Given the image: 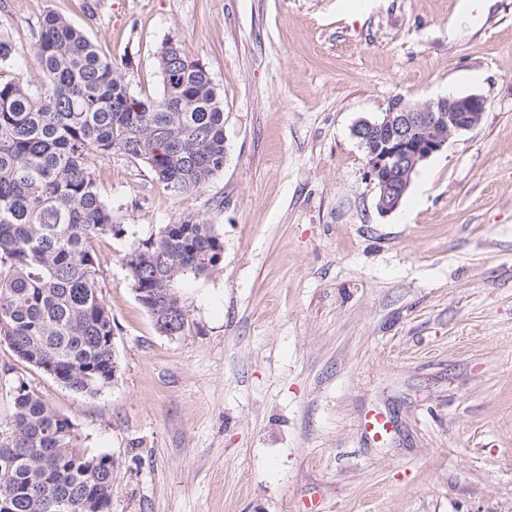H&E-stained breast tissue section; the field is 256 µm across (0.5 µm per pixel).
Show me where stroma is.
Listing matches in <instances>:
<instances>
[{"label":"stroma","instance_id":"1","mask_svg":"<svg viewBox=\"0 0 512 512\" xmlns=\"http://www.w3.org/2000/svg\"><path fill=\"white\" fill-rule=\"evenodd\" d=\"M0 0L17 47L0 75L39 85L54 11L157 97L171 38L224 102L223 170L165 192L97 159L122 237L99 238L115 378L73 391L0 342V422L16 379L112 456V512H512V0ZM476 93L454 135L383 214L352 134L396 97ZM190 213L224 240L185 276L161 334L122 261ZM394 419L380 444L368 410Z\"/></svg>","mask_w":512,"mask_h":512}]
</instances>
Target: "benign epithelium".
<instances>
[{"label":"benign epithelium","mask_w":512,"mask_h":512,"mask_svg":"<svg viewBox=\"0 0 512 512\" xmlns=\"http://www.w3.org/2000/svg\"><path fill=\"white\" fill-rule=\"evenodd\" d=\"M486 100L477 94L443 97L412 106L397 98L373 120L362 119L353 135L365 150L368 174L376 184V207L395 211L416 165L447 148L450 137L481 122Z\"/></svg>","instance_id":"1"}]
</instances>
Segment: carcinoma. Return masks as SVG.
Segmentation results:
<instances>
[{"instance_id":"cac0c4a2","label":"carcinoma","mask_w":512,"mask_h":512,"mask_svg":"<svg viewBox=\"0 0 512 512\" xmlns=\"http://www.w3.org/2000/svg\"><path fill=\"white\" fill-rule=\"evenodd\" d=\"M34 87L0 77V337L17 357L66 387L112 380V313L100 297L94 241L120 237L99 191L94 160L115 152L145 164L163 190L198 193L224 168V107L205 64L180 40L161 47L159 98L133 95L123 70L66 18L48 12L36 41ZM223 238L188 214L130 245L123 262L154 322L175 283L206 274ZM0 430V500L14 512H112L109 455L81 448L71 419L12 386Z\"/></svg>"}]
</instances>
